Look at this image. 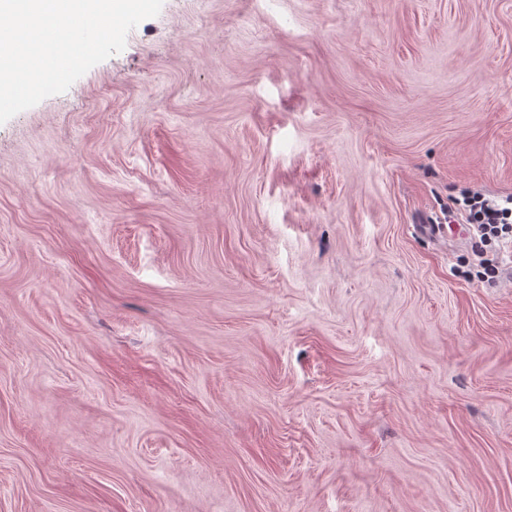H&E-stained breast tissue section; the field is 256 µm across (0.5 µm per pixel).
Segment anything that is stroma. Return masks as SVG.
<instances>
[{
  "mask_svg": "<svg viewBox=\"0 0 512 512\" xmlns=\"http://www.w3.org/2000/svg\"><path fill=\"white\" fill-rule=\"evenodd\" d=\"M512 0H163L0 124V512H512ZM462 202L456 199L452 214L465 218L471 230L475 255L479 258L477 267L481 282L495 285L502 276L498 254L487 247L498 244L501 247L512 245V195L488 198L478 190H466ZM488 253H492L489 255Z\"/></svg>",
  "mask_w": 512,
  "mask_h": 512,
  "instance_id": "obj_1",
  "label": "stroma"
}]
</instances>
